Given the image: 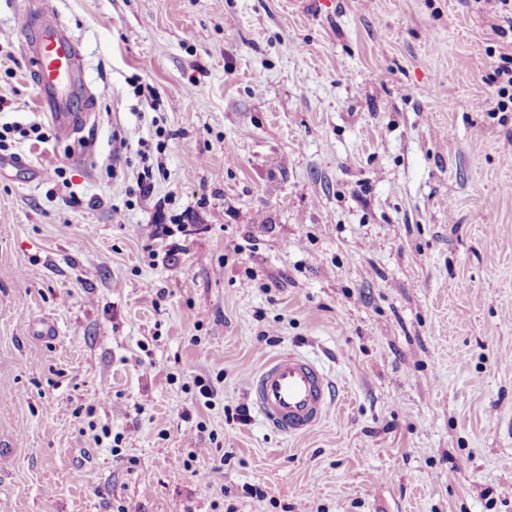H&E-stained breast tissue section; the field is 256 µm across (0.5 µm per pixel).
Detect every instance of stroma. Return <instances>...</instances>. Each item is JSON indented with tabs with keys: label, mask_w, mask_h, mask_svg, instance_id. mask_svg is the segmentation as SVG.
<instances>
[{
	"label": "stroma",
	"mask_w": 512,
	"mask_h": 512,
	"mask_svg": "<svg viewBox=\"0 0 512 512\" xmlns=\"http://www.w3.org/2000/svg\"><path fill=\"white\" fill-rule=\"evenodd\" d=\"M33 3L0 0V123L48 135L0 167V512H512L498 0H52L70 139ZM288 351L336 398L295 438L238 418ZM53 11L36 2L26 18V54L34 58L38 73L37 93L60 137L78 134L91 121L93 112H72L70 88L82 83L83 59L78 42L54 20Z\"/></svg>",
	"instance_id": "35a3bbf8"
}]
</instances>
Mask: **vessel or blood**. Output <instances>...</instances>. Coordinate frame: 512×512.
<instances>
[{"label": "vessel or blood", "mask_w": 512, "mask_h": 512, "mask_svg": "<svg viewBox=\"0 0 512 512\" xmlns=\"http://www.w3.org/2000/svg\"><path fill=\"white\" fill-rule=\"evenodd\" d=\"M26 24L24 50L37 66L41 108L60 137L76 135L93 117L92 111L76 112L70 104V89L82 79L79 44L40 2L30 11ZM248 391L262 419L288 436L314 430L334 404L333 381L316 362L297 353L268 359L251 375Z\"/></svg>", "instance_id": "obj_1"}]
</instances>
